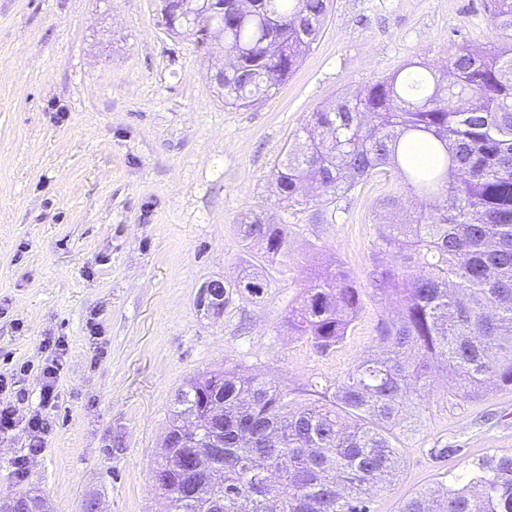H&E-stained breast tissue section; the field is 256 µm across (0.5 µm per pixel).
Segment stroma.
<instances>
[{
	"label": "stroma",
	"mask_w": 512,
	"mask_h": 512,
	"mask_svg": "<svg viewBox=\"0 0 512 512\" xmlns=\"http://www.w3.org/2000/svg\"><path fill=\"white\" fill-rule=\"evenodd\" d=\"M499 31L484 0H333L314 49L279 93L225 107L192 41L171 37L155 0H0V401L19 423L0 434V498L27 491L51 512H168L152 471L178 390L193 375L239 367L271 376L291 399L331 385L372 352L394 297L368 296L350 335L318 351L288 329L320 266L341 262L366 286L382 173L335 207H287L273 166L311 112L410 60L444 67L458 46ZM261 212L288 249L267 260L240 226ZM263 275L261 296L233 293L221 316L197 305L213 279ZM67 355L60 393L40 404L43 341ZM425 396L402 448L404 468L374 512L457 483L483 458L512 451V389L456 403ZM49 418L28 456L25 421Z\"/></svg>",
	"instance_id": "obj_1"
}]
</instances>
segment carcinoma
<instances>
[{"instance_id": "1", "label": "carcinoma", "mask_w": 512, "mask_h": 512, "mask_svg": "<svg viewBox=\"0 0 512 512\" xmlns=\"http://www.w3.org/2000/svg\"><path fill=\"white\" fill-rule=\"evenodd\" d=\"M224 0V11L193 0L194 27L224 69V105L249 108L276 96L319 40L331 0ZM501 40L477 54L461 46L437 71L410 61L313 113L273 167V187L290 207L328 206L383 167L402 184L383 199L402 221L381 224L369 275L372 292L396 296V320L381 323L377 351L333 386L309 384L295 407L279 382L237 368L190 379L176 397L163 460L155 471L170 512H370V494L397 479L399 444L415 410L436 388L431 368L451 374L450 398L477 401L512 386V0H491ZM422 139L433 162L416 166L405 141ZM420 197L408 212L405 199ZM244 239L268 254L288 249L261 214ZM236 287L263 294L249 275ZM367 289L340 264L320 271L288 312V329L326 352L344 342ZM199 417L182 433V416ZM224 429V459L205 458L202 495L177 492L173 460ZM399 512H512V452L479 462L458 485L411 497Z\"/></svg>"}]
</instances>
